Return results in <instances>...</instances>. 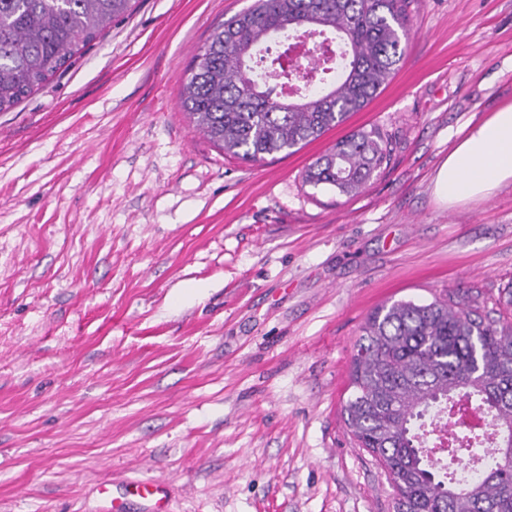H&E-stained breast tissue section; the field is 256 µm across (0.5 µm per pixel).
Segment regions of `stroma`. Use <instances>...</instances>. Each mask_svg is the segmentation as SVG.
I'll list each match as a JSON object with an SVG mask.
<instances>
[{
  "label": "stroma",
  "instance_id": "obj_1",
  "mask_svg": "<svg viewBox=\"0 0 512 512\" xmlns=\"http://www.w3.org/2000/svg\"><path fill=\"white\" fill-rule=\"evenodd\" d=\"M252 0H138L0 112V512H394L342 416L368 316L512 284V183L443 206L433 177L512 102V0H412L399 69L295 152L244 162L181 80ZM390 165L348 198L305 168L353 131ZM129 485L135 488L136 494L141 500L150 504L151 511L149 512H168L164 509L167 503L165 485L150 479L131 482Z\"/></svg>",
  "mask_w": 512,
  "mask_h": 512
}]
</instances>
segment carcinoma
Returning a JSON list of instances; mask_svg holds the SVG:
<instances>
[{
	"instance_id": "obj_1",
	"label": "carcinoma",
	"mask_w": 512,
	"mask_h": 512,
	"mask_svg": "<svg viewBox=\"0 0 512 512\" xmlns=\"http://www.w3.org/2000/svg\"><path fill=\"white\" fill-rule=\"evenodd\" d=\"M134 0H0V112L15 107L112 25ZM339 40L331 89L302 91L303 64L268 42L284 34ZM404 0H255L226 20L195 56L182 83L184 111L225 152L247 162L290 152L346 122L404 59ZM391 140L356 131L318 157L304 182L358 194L390 160ZM344 421L359 447L388 472L395 512H512V324L452 296L397 300L363 327L349 374ZM478 410L481 432L452 435L441 452L471 455L463 472L434 457V415L458 405Z\"/></svg>"
}]
</instances>
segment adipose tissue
I'll list each match as a JSON object with an SVG mask.
<instances>
[{
  "label": "adipose tissue",
  "instance_id": "obj_1",
  "mask_svg": "<svg viewBox=\"0 0 512 512\" xmlns=\"http://www.w3.org/2000/svg\"><path fill=\"white\" fill-rule=\"evenodd\" d=\"M512 183V104L471 128L441 163L434 194L447 206L482 198Z\"/></svg>",
  "mask_w": 512,
  "mask_h": 512
}]
</instances>
